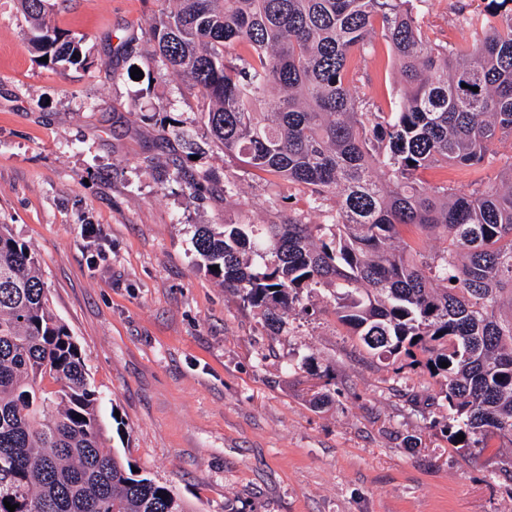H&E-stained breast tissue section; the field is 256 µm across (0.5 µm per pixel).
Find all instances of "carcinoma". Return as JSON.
<instances>
[{"label": "carcinoma", "mask_w": 512, "mask_h": 512, "mask_svg": "<svg viewBox=\"0 0 512 512\" xmlns=\"http://www.w3.org/2000/svg\"><path fill=\"white\" fill-rule=\"evenodd\" d=\"M18 2L34 58L85 63L81 40L49 23L52 0ZM175 2L151 20L153 55L207 104L211 142L316 201L336 194L325 224L290 214L197 226L206 272L273 330L304 289L335 285L336 318L363 347L442 382L449 444L512 445V314L500 313L512 307V163L487 190L425 178L480 166L512 138V0L473 13L479 39L457 45L425 35L427 0ZM377 37L400 96L366 112L353 86ZM160 136L181 141L187 161L203 151L175 121ZM410 226L442 250L420 253L402 236ZM6 501L15 512H191L106 446L96 391L49 306L36 254L0 224V512Z\"/></svg>", "instance_id": "obj_1"}]
</instances>
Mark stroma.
<instances>
[{"mask_svg": "<svg viewBox=\"0 0 512 512\" xmlns=\"http://www.w3.org/2000/svg\"><path fill=\"white\" fill-rule=\"evenodd\" d=\"M488 2L427 0L422 29L438 43L474 41L467 18ZM173 6L63 0L50 19L91 59L63 70L35 62L18 0H0V222L38 256L107 446L193 512H512V445L453 448L436 379L363 349L337 321L332 288L305 289L308 313L273 330L197 270V225L270 224L292 209L320 224L336 199L258 179L217 148L186 164L207 174L201 191L168 178L180 146L161 139V122L206 135L200 97L151 53V19ZM396 85L377 42L354 91L385 105ZM497 150L492 164L425 177L492 186L512 139ZM320 392L327 406L314 404Z\"/></svg>", "mask_w": 512, "mask_h": 512, "instance_id": "obj_1", "label": "stroma"}]
</instances>
